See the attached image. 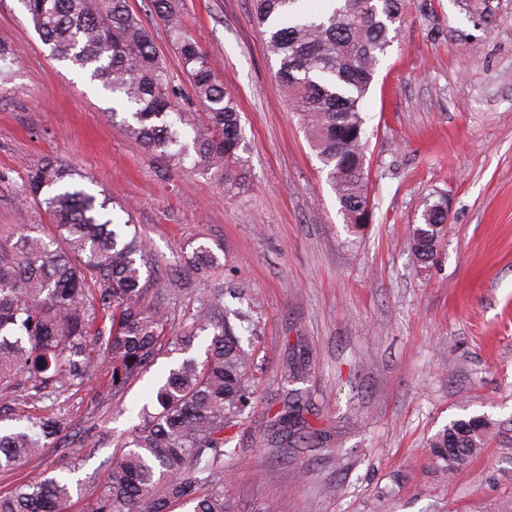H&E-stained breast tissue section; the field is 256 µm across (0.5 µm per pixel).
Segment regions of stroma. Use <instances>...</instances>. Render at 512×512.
<instances>
[{
    "mask_svg": "<svg viewBox=\"0 0 512 512\" xmlns=\"http://www.w3.org/2000/svg\"><path fill=\"white\" fill-rule=\"evenodd\" d=\"M130 6L183 85L168 31L145 0ZM184 17L242 112L247 148L230 186L137 147L96 84L52 58L20 0H0V42L17 61L0 88V225L46 223L21 177L46 156L72 164L128 206L148 245L144 304L166 313L168 335L189 333L205 304L229 320L258 381L246 419L225 432L230 512H512V0H407L365 101L372 218L356 232L274 77L250 0H185ZM436 193L450 216L423 266L406 238ZM201 243L218 262L188 274ZM299 334L315 359L301 384L308 421L329 439L275 448L266 424ZM167 362L119 392L103 370L69 388L0 389L6 415L67 424L0 471V493L69 466L84 486L74 512H93ZM466 414L490 418L492 432L450 479L427 440Z\"/></svg>",
    "mask_w": 512,
    "mask_h": 512,
    "instance_id": "1",
    "label": "stroma"
}]
</instances>
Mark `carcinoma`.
I'll return each instance as SVG.
<instances>
[{
	"mask_svg": "<svg viewBox=\"0 0 512 512\" xmlns=\"http://www.w3.org/2000/svg\"><path fill=\"white\" fill-rule=\"evenodd\" d=\"M52 54L77 65L112 99L108 116L145 152L183 162L181 136L192 135L197 166L232 179L231 166L245 149L239 105L217 80L205 50L186 29L184 0H148L151 13L171 33L189 84L191 108L176 103L167 64L128 0H20ZM306 0H252L256 27L278 64L275 77L306 130L312 151L335 194L340 214L356 231L367 221V138L364 101L392 46L405 0H326L311 14ZM11 50L0 44V85L13 75ZM82 171L53 157L26 170L22 200L49 219L51 234L35 225L0 233V385L23 377L60 386L88 380L101 349L120 390L161 354H178L142 405L121 449L112 455L108 479L94 512H229L224 486L215 482L224 457V430L242 422L255 385L248 353L232 328L213 324L199 307L197 332L166 336L167 318L142 302L146 245L132 220L114 217L112 196L93 189ZM448 215L438 202L425 204L412 225L409 246L416 260L431 263ZM217 257L199 244L186 264L205 272ZM109 319L108 332L98 319ZM207 336L205 357L192 352ZM304 337L288 345L281 371L290 385L283 410L268 424L274 447L302 440L312 413L295 387L310 373ZM489 420L473 415L451 421L429 441L431 456L451 476L462 473L486 445ZM65 429L53 417H36L0 429V468L38 454ZM80 484L63 474L17 485L0 496V512H73Z\"/></svg>",
	"mask_w": 512,
	"mask_h": 512,
	"instance_id": "carcinoma-1",
	"label": "carcinoma"
}]
</instances>
